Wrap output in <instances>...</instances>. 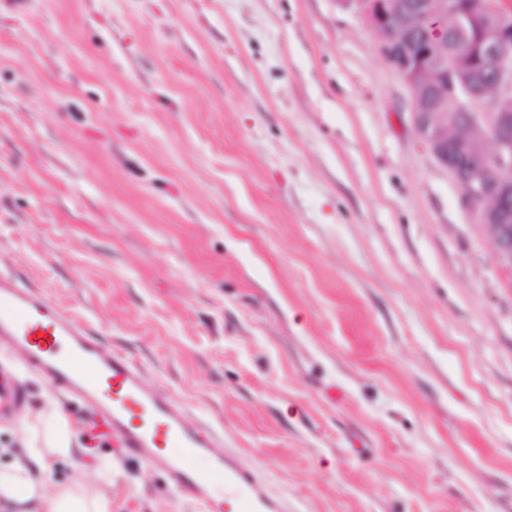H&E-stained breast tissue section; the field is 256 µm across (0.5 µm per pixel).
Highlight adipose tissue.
Wrapping results in <instances>:
<instances>
[{"mask_svg": "<svg viewBox=\"0 0 512 512\" xmlns=\"http://www.w3.org/2000/svg\"><path fill=\"white\" fill-rule=\"evenodd\" d=\"M43 420L47 448L24 439L19 460L0 469V505L11 512H112V499L103 490L112 469L110 458H101L94 474H81L65 486L52 484L49 457L75 453L76 435L61 410H52Z\"/></svg>", "mask_w": 512, "mask_h": 512, "instance_id": "obj_1", "label": "adipose tissue"}]
</instances>
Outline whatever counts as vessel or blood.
Masks as SVG:
<instances>
[{
    "label": "vessel or blood",
    "mask_w": 512,
    "mask_h": 512,
    "mask_svg": "<svg viewBox=\"0 0 512 512\" xmlns=\"http://www.w3.org/2000/svg\"><path fill=\"white\" fill-rule=\"evenodd\" d=\"M0 348L95 407L98 435L162 470L200 512H288L287 499L225 455L215 436L188 426L176 400L146 388L133 361L99 346L86 326L40 291L2 276ZM24 399L14 378L0 374V412Z\"/></svg>",
    "instance_id": "obj_1"
}]
</instances>
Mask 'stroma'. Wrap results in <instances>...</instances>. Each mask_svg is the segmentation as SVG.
<instances>
[{
	"label": "stroma",
	"instance_id": "35a3bbf8",
	"mask_svg": "<svg viewBox=\"0 0 512 512\" xmlns=\"http://www.w3.org/2000/svg\"><path fill=\"white\" fill-rule=\"evenodd\" d=\"M340 0H0V274L291 512H512V278ZM0 468L61 406L112 512H198L16 357Z\"/></svg>",
	"mask_w": 512,
	"mask_h": 512
}]
</instances>
